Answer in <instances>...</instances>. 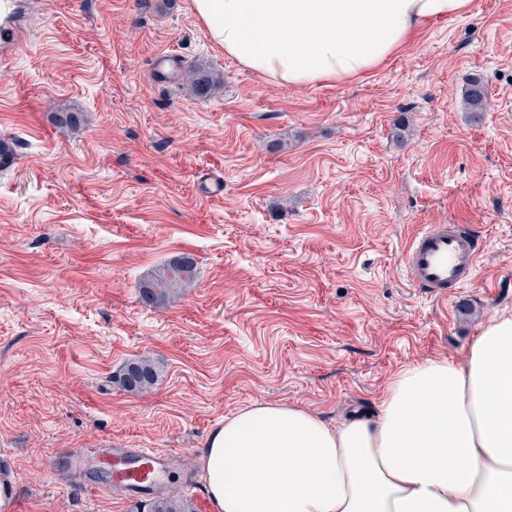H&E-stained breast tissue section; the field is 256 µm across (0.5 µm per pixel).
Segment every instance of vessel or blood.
<instances>
[{"mask_svg":"<svg viewBox=\"0 0 512 512\" xmlns=\"http://www.w3.org/2000/svg\"><path fill=\"white\" fill-rule=\"evenodd\" d=\"M30 36L20 0H0V57L15 55ZM180 55L162 53L152 67L154 80L177 74ZM482 242L467 224H426L420 227L404 252L403 263L412 287L429 296L448 299L476 275ZM79 473L109 469L113 491L129 498L149 497L166 491L170 471L168 456L153 448H101L70 459Z\"/></svg>","mask_w":512,"mask_h":512,"instance_id":"obj_1","label":"vessel or blood"}]
</instances>
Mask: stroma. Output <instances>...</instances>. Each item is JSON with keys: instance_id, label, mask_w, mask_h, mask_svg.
Wrapping results in <instances>:
<instances>
[{"instance_id": "stroma-1", "label": "stroma", "mask_w": 512, "mask_h": 512, "mask_svg": "<svg viewBox=\"0 0 512 512\" xmlns=\"http://www.w3.org/2000/svg\"><path fill=\"white\" fill-rule=\"evenodd\" d=\"M33 34L0 64V473L8 512H143L69 469L79 449L156 448L195 512L224 417L293 404L336 426L392 376L463 360L512 315V0H472L380 68L290 86L216 46L191 0H30ZM177 50L217 77L148 70ZM489 105L463 104L470 78ZM77 112L78 128L57 113ZM223 183L215 196L206 187ZM425 224H471L484 254L451 302L407 282ZM189 253L195 280L141 285ZM147 358L154 387L114 377ZM196 260L192 255L183 254L158 268L141 287L140 294L148 304L163 300L180 288L188 287L194 280Z\"/></svg>"}]
</instances>
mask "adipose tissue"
<instances>
[{"label":"adipose tissue","instance_id":"ef3b65f1","mask_svg":"<svg viewBox=\"0 0 512 512\" xmlns=\"http://www.w3.org/2000/svg\"><path fill=\"white\" fill-rule=\"evenodd\" d=\"M471 0H192L211 41L254 74L294 86L380 66ZM213 512H512V316L463 362L399 369L375 413L329 427L256 402L201 454Z\"/></svg>","mask_w":512,"mask_h":512}]
</instances>
